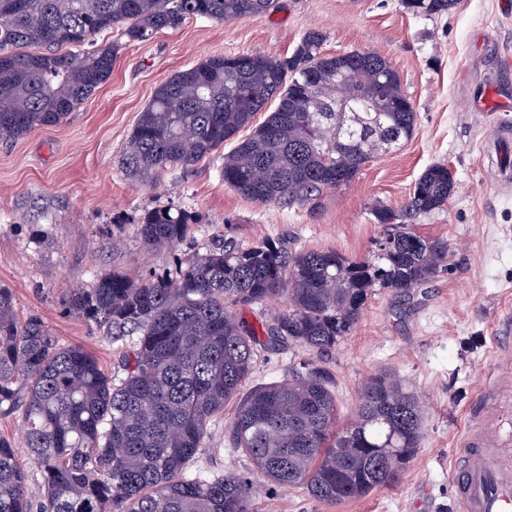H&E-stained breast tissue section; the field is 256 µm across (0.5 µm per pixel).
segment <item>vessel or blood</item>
<instances>
[{"label":"vessel or blood","instance_id":"obj_1","mask_svg":"<svg viewBox=\"0 0 512 512\" xmlns=\"http://www.w3.org/2000/svg\"><path fill=\"white\" fill-rule=\"evenodd\" d=\"M458 512H512V457L473 443L452 469Z\"/></svg>","mask_w":512,"mask_h":512}]
</instances>
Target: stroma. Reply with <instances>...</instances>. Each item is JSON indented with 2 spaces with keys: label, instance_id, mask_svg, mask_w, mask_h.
<instances>
[{
  "label": "stroma",
  "instance_id": "obj_1",
  "mask_svg": "<svg viewBox=\"0 0 512 512\" xmlns=\"http://www.w3.org/2000/svg\"><path fill=\"white\" fill-rule=\"evenodd\" d=\"M317 28L335 55L374 50L397 70L416 112L412 137L365 163L329 191L317 213L261 204L227 187L220 157L187 172L136 186L119 166L139 113L156 87L212 55H290ZM512 57V7L506 0H458L448 12L417 15L402 0H279L276 11L247 19L191 18L124 49L112 75L60 124L0 143V286L10 288L19 319H42L59 344L83 347L116 375L129 349L103 328L70 313V288L96 275L168 274L205 253L213 235L248 244L263 239L295 250L371 257L383 227L373 209L401 212L423 171L444 164L454 192L447 205L414 221L420 235L448 243L441 272L410 300L376 289L349 336L318 356L295 346L260 350L253 383L285 377L313 361L335 383L351 416L365 381L387 370L424 406V437L396 486L326 505L305 490L257 480L255 512H457L450 473L468 436L512 448V192L494 182L512 169V140L494 139L493 113L475 111L470 92L494 79ZM168 204L203 221L175 248L146 251L136 226ZM236 411L227 404L192 471L250 473V458L224 432Z\"/></svg>",
  "mask_w": 512,
  "mask_h": 512
}]
</instances>
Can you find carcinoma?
<instances>
[{"mask_svg": "<svg viewBox=\"0 0 512 512\" xmlns=\"http://www.w3.org/2000/svg\"><path fill=\"white\" fill-rule=\"evenodd\" d=\"M405 5L431 16L457 0ZM276 8V0H0V142L61 123L131 44L188 18L247 19ZM106 30L116 40L97 44ZM324 42L310 29L289 56L216 55L174 73L140 112L121 168L133 184H149L220 151L225 185L259 203L317 210L339 187L336 173L349 183L416 123L386 57L330 55ZM349 70L362 81L342 82ZM379 95L388 106L381 115L372 111ZM453 189L448 166L428 167L403 217L442 209ZM374 216L385 233L367 260L221 238L171 275L112 271L71 289L69 310L114 341L136 337L119 378L84 349L56 344L39 318L20 321L11 290L0 286V414L21 413L24 448L43 478L35 499L15 446L0 438V512H255L252 478L189 473L231 401L228 441L266 482L329 505L396 485L423 439L425 414L393 373L367 380L347 424L322 367L247 387L258 345L320 355L351 334L375 289L402 297L439 273L447 243L394 223L389 209ZM199 223L185 208L156 207L137 235L148 248H174ZM275 300L286 306L258 326L237 315Z\"/></svg>", "mask_w": 512, "mask_h": 512, "instance_id": "obj_1", "label": "carcinoma"}]
</instances>
